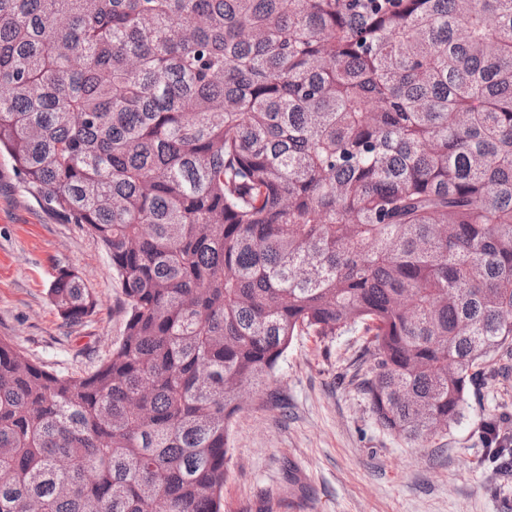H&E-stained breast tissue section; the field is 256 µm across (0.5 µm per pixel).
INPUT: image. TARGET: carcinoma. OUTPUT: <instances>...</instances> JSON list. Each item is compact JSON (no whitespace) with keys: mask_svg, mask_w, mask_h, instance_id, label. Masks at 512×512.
Wrapping results in <instances>:
<instances>
[{"mask_svg":"<svg viewBox=\"0 0 512 512\" xmlns=\"http://www.w3.org/2000/svg\"><path fill=\"white\" fill-rule=\"evenodd\" d=\"M2 152L125 329L80 374L0 338V512H224L240 393L303 333L366 326L421 443L512 355V0H0Z\"/></svg>","mask_w":512,"mask_h":512,"instance_id":"carcinoma-1","label":"carcinoma"}]
</instances>
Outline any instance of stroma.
I'll return each mask as SVG.
<instances>
[{"instance_id": "stroma-1", "label": "stroma", "mask_w": 512, "mask_h": 512, "mask_svg": "<svg viewBox=\"0 0 512 512\" xmlns=\"http://www.w3.org/2000/svg\"><path fill=\"white\" fill-rule=\"evenodd\" d=\"M79 271L98 300L65 326L48 295ZM121 290L101 242L62 223L0 155V336L47 368L80 373L123 332ZM362 327L295 337L267 385L229 425L224 512H512V471L489 455L484 424L512 442V363L471 392L462 417L428 446L381 428L360 388Z\"/></svg>"}]
</instances>
